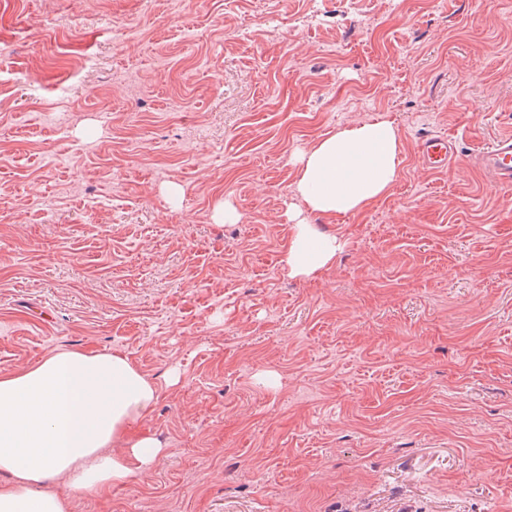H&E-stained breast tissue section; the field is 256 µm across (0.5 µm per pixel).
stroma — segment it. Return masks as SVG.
Returning a JSON list of instances; mask_svg holds the SVG:
<instances>
[{
    "instance_id": "stroma-1",
    "label": "stroma",
    "mask_w": 512,
    "mask_h": 512,
    "mask_svg": "<svg viewBox=\"0 0 512 512\" xmlns=\"http://www.w3.org/2000/svg\"><path fill=\"white\" fill-rule=\"evenodd\" d=\"M378 117L397 184L289 277L297 156ZM509 134L512 0H0V373L158 389L163 456L73 512H512V185L469 161ZM419 153L430 170L447 171L456 159V141L445 134L426 135L420 141Z\"/></svg>"
}]
</instances>
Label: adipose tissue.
Instances as JSON below:
<instances>
[{
  "label": "adipose tissue",
  "instance_id": "ef3b65f1",
  "mask_svg": "<svg viewBox=\"0 0 512 512\" xmlns=\"http://www.w3.org/2000/svg\"><path fill=\"white\" fill-rule=\"evenodd\" d=\"M297 191L308 212L357 214L388 196L401 173V141L388 120L343 128L306 151ZM343 249L334 236L296 221L282 263L313 278ZM156 385L118 352L57 350L0 374V512H71L66 485L95 496L123 484L162 455L160 442L132 425L157 401Z\"/></svg>",
  "mask_w": 512,
  "mask_h": 512
}]
</instances>
